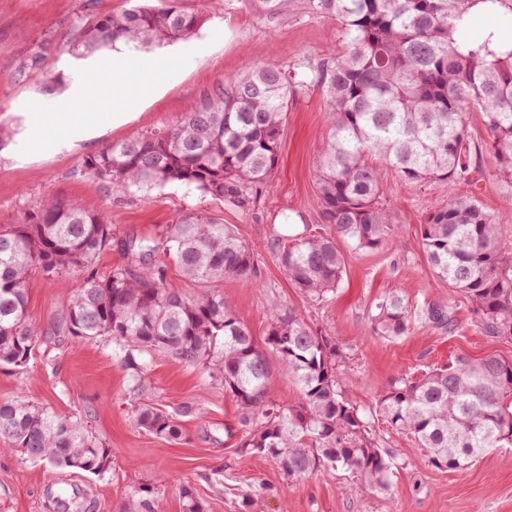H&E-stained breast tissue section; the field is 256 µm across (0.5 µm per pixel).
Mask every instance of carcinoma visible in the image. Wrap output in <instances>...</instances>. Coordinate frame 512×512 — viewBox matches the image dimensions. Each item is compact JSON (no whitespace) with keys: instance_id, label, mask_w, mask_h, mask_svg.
Instances as JSON below:
<instances>
[{"instance_id":"carcinoma-1","label":"carcinoma","mask_w":512,"mask_h":512,"mask_svg":"<svg viewBox=\"0 0 512 512\" xmlns=\"http://www.w3.org/2000/svg\"><path fill=\"white\" fill-rule=\"evenodd\" d=\"M308 9L336 20L346 38L330 66L310 68L323 88L332 124L322 144L316 183L336 235L284 243L277 261L312 303L334 296L344 257L339 240L372 250L398 232L383 202L375 157L408 182L458 183L475 169L477 149L467 115L480 112L484 150L500 176L512 178V45L494 33L464 36L483 11L512 15V0H307ZM206 16L174 6L133 7L83 18L67 52L83 58L115 47L148 51L196 33ZM290 73L250 66L206 97L177 123L112 143L89 156L84 171L114 192H147L171 181L192 185L240 210L257 201L280 159L281 130L294 94ZM421 246L435 276L465 296L483 329L512 336V225L501 224L471 195L448 194L420 225ZM112 240L104 212L48 198L21 224L0 229V368L21 370L43 344L31 317L27 285L34 272L63 279L86 272L62 320L69 336H110L133 393L144 388V355L164 353L201 365L237 405L241 448L269 456L291 478L341 466L374 487L386 485L392 456L378 448L336 374L341 348L332 337L288 312L270 324L261 346L223 292L212 285L246 278L253 251L233 229L202 212L168 226L166 254L201 285L188 296L166 284L165 269L146 263L149 246L129 243L126 264L100 277L94 270ZM420 322L452 331L446 302L412 305L397 293L375 305L371 333L387 340ZM286 369L300 402L273 398V362ZM388 427L414 437L428 463L463 471L493 448L512 446V362L459 354L418 379H401L381 395ZM136 423L166 441L184 439L173 415L134 403ZM90 474L105 470L110 450L79 416L60 415L25 400L0 402V453ZM184 512H205L194 489L182 488ZM73 497L48 495V512H71ZM125 512H157L151 493L135 489Z\"/></svg>"}]
</instances>
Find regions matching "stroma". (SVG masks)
<instances>
[{
  "mask_svg": "<svg viewBox=\"0 0 512 512\" xmlns=\"http://www.w3.org/2000/svg\"><path fill=\"white\" fill-rule=\"evenodd\" d=\"M134 0H0V226L22 223L46 198L80 202L107 211L112 243L96 263L107 273L123 263L131 242L152 246L149 264L166 268L169 287L197 293L169 264L164 235L183 213L209 214L229 225L257 255L248 278L225 279L222 290L257 340H264L276 314L295 312L342 344L337 374L349 397L373 426V436L393 464L386 488L369 486L344 468L323 467L288 479L275 460L248 454L240 446L237 407L202 367L163 353L151 356L148 398L169 413L184 403L194 413L181 416L185 437L169 442L133 420L128 377L113 356L110 337L87 340L57 334L77 280H49L33 274L29 309L46 352L20 371L0 370V401L24 399L62 415L79 414L111 451L109 467L98 475L59 469L19 454L0 455V512H46L47 488L77 491L91 512H123L129 492L150 488L158 512H183L181 489L189 485L206 512H240V493L256 487L253 512H512V447L496 448L468 470L430 466L424 449L403 432L387 429L377 401L398 378L447 364L458 353L489 354L512 360V337L481 328L472 305L438 280L422 250L419 226L426 211L448 192L477 195L500 223L512 224V180L481 159L471 184L442 181L408 183L384 168V200L398 226L397 236L375 250L342 244L344 268L330 301L308 304L276 262L283 235L329 230L315 170L319 149L330 132L328 104L320 85L307 77L308 65L332 63L345 48L335 20L310 13L306 0H280L268 10L264 0H224L189 38L133 56L127 51L86 58L68 54L65 44L78 17L118 12ZM41 67H31L36 56ZM250 64H275L296 72L299 86L281 132L279 165L251 210L243 211L179 181L149 193L119 196L89 175L83 162L104 146L180 120L225 79ZM141 68L146 82L130 90V117L87 123L83 112L111 111L114 75ZM35 112H69L65 128L40 129ZM395 290L409 302H448L456 315L452 332L424 324L406 336L386 340L370 333L377 298Z\"/></svg>",
  "mask_w": 512,
  "mask_h": 512,
  "instance_id": "35a3bbf8",
  "label": "stroma"
}]
</instances>
